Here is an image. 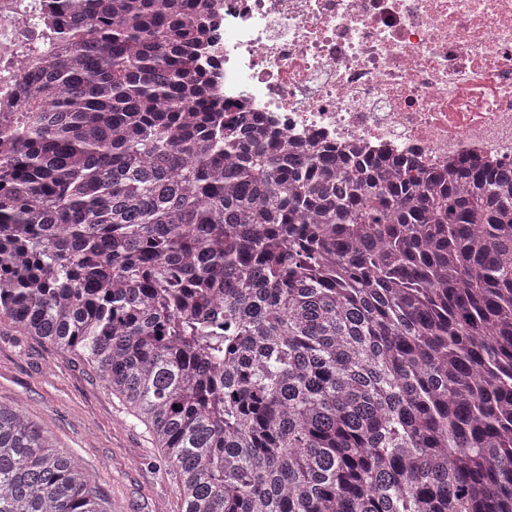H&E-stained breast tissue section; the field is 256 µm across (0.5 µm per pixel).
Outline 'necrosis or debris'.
Returning <instances> with one entry per match:
<instances>
[{"label":"necrosis or debris","instance_id":"1","mask_svg":"<svg viewBox=\"0 0 512 512\" xmlns=\"http://www.w3.org/2000/svg\"><path fill=\"white\" fill-rule=\"evenodd\" d=\"M218 107L278 141L512 165V0H209ZM42 0H0V100L47 51Z\"/></svg>","mask_w":512,"mask_h":512}]
</instances>
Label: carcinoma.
Masks as SVG:
<instances>
[{"label":"carcinoma","instance_id":"cac0c4a2","mask_svg":"<svg viewBox=\"0 0 512 512\" xmlns=\"http://www.w3.org/2000/svg\"><path fill=\"white\" fill-rule=\"evenodd\" d=\"M0 106V322L84 356L184 512H512V166L288 149L208 0H47ZM0 512H112L0 402Z\"/></svg>","mask_w":512,"mask_h":512}]
</instances>
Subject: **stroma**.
<instances>
[{
    "instance_id": "stroma-1",
    "label": "stroma",
    "mask_w": 512,
    "mask_h": 512,
    "mask_svg": "<svg viewBox=\"0 0 512 512\" xmlns=\"http://www.w3.org/2000/svg\"><path fill=\"white\" fill-rule=\"evenodd\" d=\"M0 402L22 404L114 512H181L175 471L82 356L0 324Z\"/></svg>"
}]
</instances>
